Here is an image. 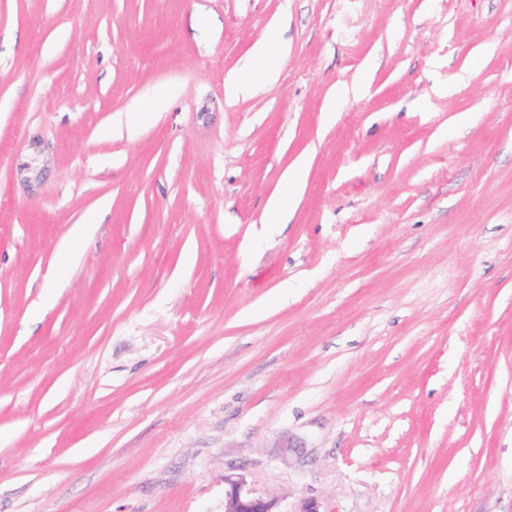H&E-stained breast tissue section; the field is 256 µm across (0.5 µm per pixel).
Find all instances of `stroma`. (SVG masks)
<instances>
[{
	"instance_id": "obj_1",
	"label": "stroma",
	"mask_w": 512,
	"mask_h": 512,
	"mask_svg": "<svg viewBox=\"0 0 512 512\" xmlns=\"http://www.w3.org/2000/svg\"><path fill=\"white\" fill-rule=\"evenodd\" d=\"M239 462L512 512V0H0V512H224Z\"/></svg>"
}]
</instances>
